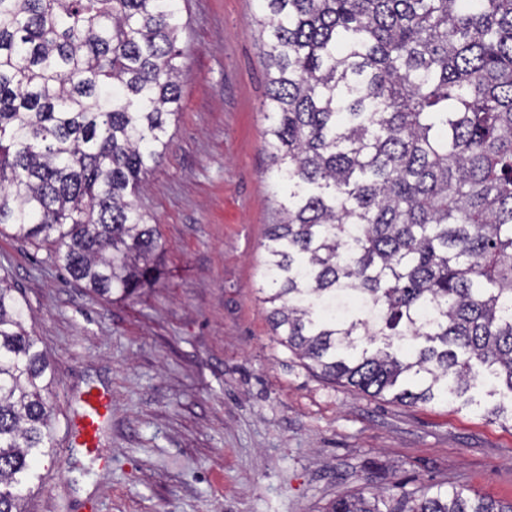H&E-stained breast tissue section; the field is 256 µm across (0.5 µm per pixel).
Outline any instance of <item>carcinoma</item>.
<instances>
[{"label": "carcinoma", "mask_w": 512, "mask_h": 512, "mask_svg": "<svg viewBox=\"0 0 512 512\" xmlns=\"http://www.w3.org/2000/svg\"><path fill=\"white\" fill-rule=\"evenodd\" d=\"M278 223L261 302L326 380L512 394V0H261ZM179 0H0V228L100 299L161 275L135 204L178 115ZM0 278V512L53 453L52 360ZM331 512H512L445 483Z\"/></svg>", "instance_id": "obj_1"}]
</instances>
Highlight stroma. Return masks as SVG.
I'll list each match as a JSON object with an SVG mask.
<instances>
[{
  "instance_id": "1",
  "label": "stroma",
  "mask_w": 512,
  "mask_h": 512,
  "mask_svg": "<svg viewBox=\"0 0 512 512\" xmlns=\"http://www.w3.org/2000/svg\"><path fill=\"white\" fill-rule=\"evenodd\" d=\"M179 114L137 202L161 277L104 301L47 245L0 234V277L56 367L53 446L26 512H329L340 495L440 483L512 501V428L472 405H409L328 382L273 335L261 301L276 223L260 0H180ZM112 393L108 463L66 455L80 394ZM496 397H489V390Z\"/></svg>"
}]
</instances>
